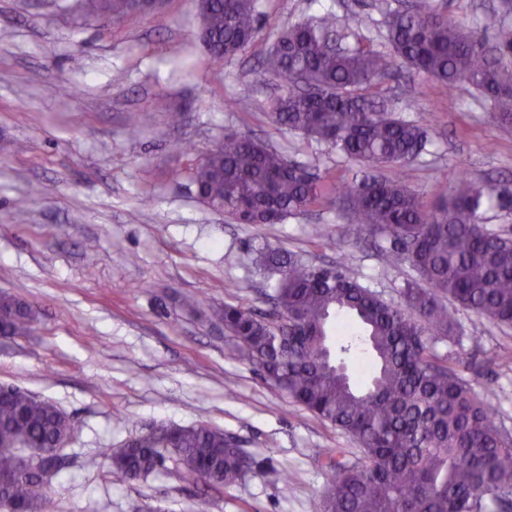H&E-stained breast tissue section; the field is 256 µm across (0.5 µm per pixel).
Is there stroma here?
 Returning <instances> with one entry per match:
<instances>
[{"mask_svg":"<svg viewBox=\"0 0 512 512\" xmlns=\"http://www.w3.org/2000/svg\"><path fill=\"white\" fill-rule=\"evenodd\" d=\"M403 2L261 0L258 39L217 71L195 0H160L118 19L86 16L74 0H0V290L35 311L31 334L0 338V384L55 402L75 427L51 512H314L331 480L327 454L342 448L357 461L351 436L293 404L188 304L271 309L277 276L256 264L262 246L345 266L399 306L414 271L385 265L382 239L330 203L281 224L232 223L199 202L189 169L231 129L324 180L362 178L361 165L270 122L268 102L285 86L260 61L282 30L328 10L348 44L390 52L384 12ZM379 94L429 135L415 161L385 176H404L427 202L464 173L512 185V127L472 88H447L400 62ZM159 99L178 124L155 110ZM316 224L328 236L316 237ZM448 313L459 338L438 352L476 393H496L497 421L512 434V327L453 304ZM157 424L223 430L281 477L210 487L168 463L113 481L111 450ZM90 457L100 468L86 467Z\"/></svg>","mask_w":512,"mask_h":512,"instance_id":"1","label":"stroma"}]
</instances>
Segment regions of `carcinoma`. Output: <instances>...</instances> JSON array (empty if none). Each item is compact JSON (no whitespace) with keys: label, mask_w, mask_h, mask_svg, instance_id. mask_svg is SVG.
<instances>
[{"label":"carcinoma","mask_w":512,"mask_h":512,"mask_svg":"<svg viewBox=\"0 0 512 512\" xmlns=\"http://www.w3.org/2000/svg\"><path fill=\"white\" fill-rule=\"evenodd\" d=\"M88 12L129 13V0H82ZM393 53L358 43L334 50L336 15L283 31L263 69L284 82L303 78L314 96L290 91L271 99V122L327 144L351 161L377 170L360 181L331 186L272 146L224 133L191 168L198 199L236 224H281L328 201H338L348 223L362 224L389 242V265L407 262L428 288L409 282L403 294L418 316L385 301L340 267L310 264L287 251L256 250V263L278 275L275 309L258 315L237 302L216 312L241 359L293 403L350 435L363 461H342V448L324 463L335 472L315 512H506L512 507V438L496 422V395L476 394L440 355L436 344L457 336L448 300L512 325V237L481 224L483 211L512 200L508 185L458 180L431 203L402 179L378 170L403 166L428 144L422 125L381 102L375 89L400 59L412 70L453 88L469 84L498 119L512 124V23L494 12L478 27L438 13L429 0L387 12ZM262 29L259 0H210L199 37L212 66L243 54ZM353 318L376 365L364 392L336 371V359L356 349L333 332ZM34 311L0 292V336L27 335ZM69 417L53 402L20 386L0 385V478L5 497L22 512H50L43 479L67 465ZM117 481L148 475L166 461L180 474L218 487L249 476L276 478L255 464L223 431L206 426L157 425L111 453Z\"/></svg>","instance_id":"cac0c4a2"}]
</instances>
